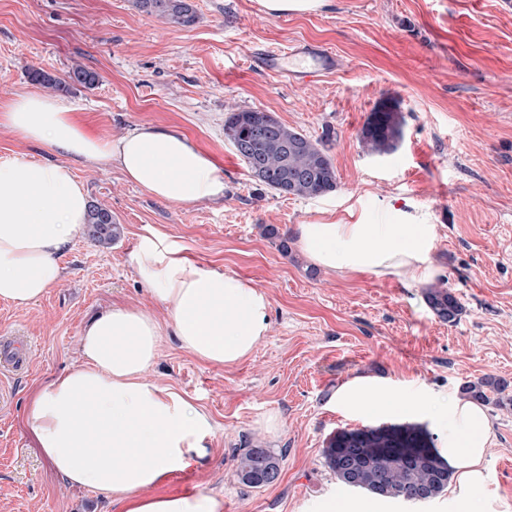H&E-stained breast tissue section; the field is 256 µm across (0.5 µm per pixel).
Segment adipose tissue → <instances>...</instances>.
Instances as JSON below:
<instances>
[{
    "instance_id": "1",
    "label": "adipose tissue",
    "mask_w": 512,
    "mask_h": 512,
    "mask_svg": "<svg viewBox=\"0 0 512 512\" xmlns=\"http://www.w3.org/2000/svg\"><path fill=\"white\" fill-rule=\"evenodd\" d=\"M0 125L34 143L98 166H114L149 195L170 203L217 202L224 173L179 128L143 126L107 140L92 135L60 100L17 97ZM88 199L64 164L26 158L0 162V300L19 308L40 300L64 276L60 258L84 230ZM299 249L330 273L397 276L407 287L431 279L429 224H350L325 213L296 225ZM139 282L165 308L167 323L115 304L79 337L81 363L29 395L25 424L60 480L104 496L119 512H223L211 495L163 492L170 476L205 459L216 433L211 416L150 377L164 332L213 366L248 357L270 332L267 294L237 274L197 264L183 245L146 227L130 255ZM348 412L426 413L445 437L437 450L457 490L475 499L490 441L485 409L463 397L439 403L381 389L364 377L344 384Z\"/></svg>"
}]
</instances>
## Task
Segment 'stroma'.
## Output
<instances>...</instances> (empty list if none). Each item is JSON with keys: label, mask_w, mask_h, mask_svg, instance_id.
<instances>
[{"label": "stroma", "mask_w": 512, "mask_h": 512, "mask_svg": "<svg viewBox=\"0 0 512 512\" xmlns=\"http://www.w3.org/2000/svg\"><path fill=\"white\" fill-rule=\"evenodd\" d=\"M199 21L177 27L134 0H0V113L16 95L42 92L28 72L82 65L94 87L60 98L104 139L143 125L174 126L224 172V199L172 204L114 168H100L0 127V160L71 166L91 203L111 210L119 238L78 236L65 275L36 304L0 301V346L29 337L24 367L0 380V512H116L108 500L64 485L36 453L24 424L32 390L79 363L94 313L126 304L167 314L137 280L129 257L145 227L266 292L270 333L237 364L217 367L163 337L152 376L213 417L208 457L175 474L171 493L223 499V512H322L329 497L369 512H464L455 488L420 504L379 502L341 485L322 456L332 432L394 423L353 416L335 402L357 376L403 394L446 399L491 374L512 382V6L507 0H331L306 14L263 16L257 0H193ZM296 43L332 49L335 72L314 82L259 71L251 57ZM395 100L405 120L398 149L375 156L358 134L374 106ZM261 109L326 141L337 187L321 198L257 188L224 138L229 107ZM335 211L349 223L430 224L435 277L461 303L441 322L425 286L396 276L328 274L298 249L282 253L261 227ZM485 512H512V411L488 406ZM274 416L276 432L263 422ZM249 448L281 455V474L255 488L237 474Z\"/></svg>", "instance_id": "obj_1"}]
</instances>
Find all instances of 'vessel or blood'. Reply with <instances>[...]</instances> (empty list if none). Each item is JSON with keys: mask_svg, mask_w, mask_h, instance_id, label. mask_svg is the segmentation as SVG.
Masks as SVG:
<instances>
[{"mask_svg": "<svg viewBox=\"0 0 512 512\" xmlns=\"http://www.w3.org/2000/svg\"><path fill=\"white\" fill-rule=\"evenodd\" d=\"M259 68L300 80H316L334 72L337 60L334 52L320 45L303 44L287 51L265 50L258 53Z\"/></svg>", "mask_w": 512, "mask_h": 512, "instance_id": "1", "label": "vessel or blood"}]
</instances>
